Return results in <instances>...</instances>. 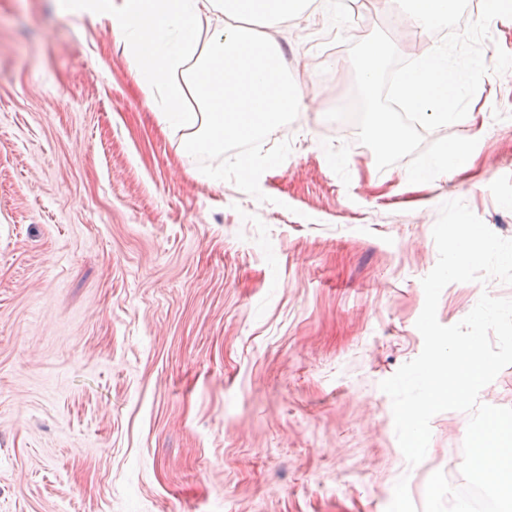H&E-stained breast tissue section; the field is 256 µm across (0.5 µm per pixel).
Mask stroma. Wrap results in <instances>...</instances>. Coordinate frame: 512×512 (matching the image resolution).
Listing matches in <instances>:
<instances>
[{"instance_id":"stroma-1","label":"stroma","mask_w":512,"mask_h":512,"mask_svg":"<svg viewBox=\"0 0 512 512\" xmlns=\"http://www.w3.org/2000/svg\"><path fill=\"white\" fill-rule=\"evenodd\" d=\"M351 13L278 28L310 96L187 168L107 22L0 0V512H421L435 471L462 483L468 414L409 466L379 384L422 350L440 205L512 239V78L424 135L476 140L473 169L412 190L325 115L353 101L350 42L441 37ZM484 293L512 285L449 284L438 321Z\"/></svg>"}]
</instances>
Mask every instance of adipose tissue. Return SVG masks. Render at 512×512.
<instances>
[{
  "label": "adipose tissue",
  "instance_id": "adipose-tissue-1",
  "mask_svg": "<svg viewBox=\"0 0 512 512\" xmlns=\"http://www.w3.org/2000/svg\"><path fill=\"white\" fill-rule=\"evenodd\" d=\"M107 20L133 58V78L185 159L272 133L302 98L282 67L274 28L312 0H58Z\"/></svg>",
  "mask_w": 512,
  "mask_h": 512
}]
</instances>
